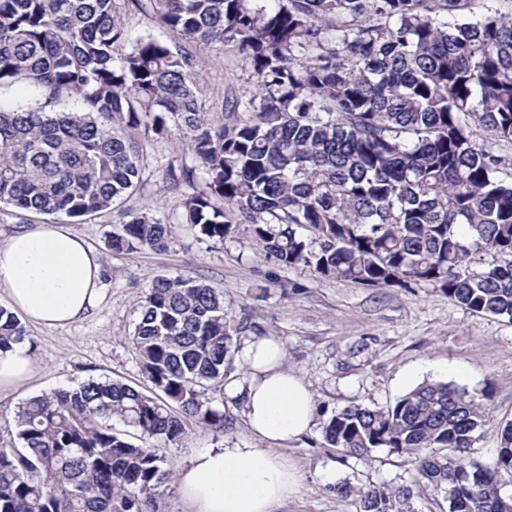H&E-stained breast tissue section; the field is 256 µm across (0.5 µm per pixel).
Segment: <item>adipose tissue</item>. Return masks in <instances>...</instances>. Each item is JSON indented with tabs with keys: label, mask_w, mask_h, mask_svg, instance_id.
I'll list each match as a JSON object with an SVG mask.
<instances>
[{
	"label": "adipose tissue",
	"mask_w": 512,
	"mask_h": 512,
	"mask_svg": "<svg viewBox=\"0 0 512 512\" xmlns=\"http://www.w3.org/2000/svg\"><path fill=\"white\" fill-rule=\"evenodd\" d=\"M101 262L87 241L62 224L18 228L0 243V291L26 320L67 326L91 315L102 298ZM247 380L229 381L225 397L241 402L249 429L259 438L295 440L315 418L314 398L284 366V349L257 336L241 349ZM194 512H272L293 493L298 474L271 447L209 448L178 475Z\"/></svg>",
	"instance_id": "1"
}]
</instances>
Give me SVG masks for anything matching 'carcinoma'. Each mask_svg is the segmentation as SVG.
<instances>
[{
	"instance_id": "cac0c4a2",
	"label": "carcinoma",
	"mask_w": 512,
	"mask_h": 512,
	"mask_svg": "<svg viewBox=\"0 0 512 512\" xmlns=\"http://www.w3.org/2000/svg\"><path fill=\"white\" fill-rule=\"evenodd\" d=\"M160 23L203 48H232L256 93L205 120L199 61L124 15L141 0H0V204L70 218L138 192L145 166L123 127L167 122L199 162L204 189L185 223L220 242L247 224L284 267L364 287L432 284L465 308L512 322V0H148ZM173 226L140 212L113 253L163 249ZM483 255L502 262L481 266ZM133 344L145 393L91 378L23 402L0 448V512H157L173 473L153 441L224 426L212 407L234 370L224 294L159 277L137 303ZM25 329L0 307V351ZM116 418L141 443L115 432ZM486 408L446 383L394 405L331 416L326 441L405 459L410 483L356 489L359 512H403L444 493L438 512H512V422L490 464L467 456Z\"/></svg>"
}]
</instances>
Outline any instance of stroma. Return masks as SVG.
I'll return each instance as SVG.
<instances>
[{
    "label": "stroma",
    "instance_id": "obj_1",
    "mask_svg": "<svg viewBox=\"0 0 512 512\" xmlns=\"http://www.w3.org/2000/svg\"><path fill=\"white\" fill-rule=\"evenodd\" d=\"M199 82L211 120L221 119L225 101L250 96L253 82L241 54L232 49H198ZM147 164L136 210L169 222L173 239L163 251L114 254L106 241L125 222V210L66 224L104 261L102 301L90 317L66 327L25 323L23 342L34 361L32 376L0 391V441L14 428V412L27 398L90 379H118L147 389L130 342L136 302L162 276L184 275L223 292L234 321L245 323L244 343L271 336L285 351V364L314 396L317 414L303 438L281 444L279 453L297 470L299 488L275 512H359L355 499L337 496L334 486L395 487L409 482L404 458L378 449L358 457L328 447L324 424L351 405L385 407L425 382H443L483 399L488 420L469 450L471 459L492 462L498 430L512 421V321L472 312L439 288H365L339 278H321L304 267L287 268L253 241L247 225L233 238L216 241L182 221L180 202L200 190L184 177L198 161L177 130L143 138ZM240 403L224 402V426L196 427L181 443L159 444L172 471L204 448L264 447Z\"/></svg>",
    "mask_w": 512,
    "mask_h": 512
}]
</instances>
